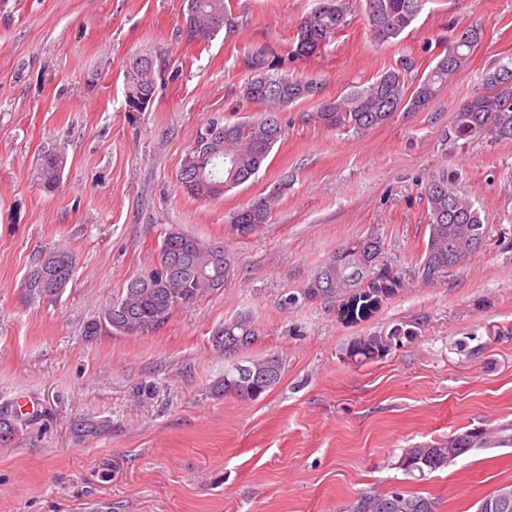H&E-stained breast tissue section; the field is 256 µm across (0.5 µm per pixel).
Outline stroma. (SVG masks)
<instances>
[{"label":"stroma","instance_id":"obj_1","mask_svg":"<svg viewBox=\"0 0 512 512\" xmlns=\"http://www.w3.org/2000/svg\"><path fill=\"white\" fill-rule=\"evenodd\" d=\"M318 0H230L233 32L190 41L185 0H0V405L20 412L0 445V512H340L363 489L419 492L437 512H475L512 481V447L468 452L419 479L406 448L512 422V142L442 144L458 107L512 58V0H427L412 26L377 41L354 0L346 26L308 59L291 54ZM482 29L467 66L417 112L362 134L312 118L377 75L413 76L465 28ZM264 48L282 70L318 82L320 98L278 114L283 128L254 179L199 200L177 181L210 121L258 117L244 56ZM150 55L156 92L126 109L129 58ZM65 154L56 191L35 178L43 151ZM458 177L487 225L481 251L427 283L414 273L427 234L426 183ZM277 194L256 234L229 232L235 211ZM180 225L235 257L223 288L202 291L133 335L83 334L84 323L158 264ZM375 233L403 271L402 288L358 324L304 289L347 241ZM69 251L73 277L57 301L31 299L35 258ZM247 314L260 334L243 354H279L280 383L258 401L217 396L225 361L210 337ZM387 336L378 359L345 354ZM108 419L79 439L75 420ZM351 361L357 363L372 361L383 355L376 345V336H360L346 350Z\"/></svg>","mask_w":512,"mask_h":512}]
</instances>
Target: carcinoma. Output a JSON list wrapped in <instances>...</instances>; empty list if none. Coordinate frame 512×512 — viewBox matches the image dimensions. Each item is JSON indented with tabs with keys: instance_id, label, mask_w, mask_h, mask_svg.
Returning <instances> with one entry per match:
<instances>
[{
	"instance_id": "carcinoma-1",
	"label": "carcinoma",
	"mask_w": 512,
	"mask_h": 512,
	"mask_svg": "<svg viewBox=\"0 0 512 512\" xmlns=\"http://www.w3.org/2000/svg\"><path fill=\"white\" fill-rule=\"evenodd\" d=\"M364 15L374 37L382 42L398 38L414 22L424 0H364ZM348 6L345 0H319V4L303 16L296 27L292 53L297 58H309L324 47L345 26ZM186 30L191 41L207 45L222 30L231 31L235 17L226 0H187ZM474 49L460 45L435 57L434 66L425 77L411 81L407 71L399 68L381 73L365 87H355L340 98L323 101L315 119L323 127L349 129L364 133L376 128L399 110L419 111L435 97L465 66ZM251 72L243 88L248 100L266 107L264 115L242 123L220 124L210 121L215 132L207 138L196 137L188 150L178 181L183 192L194 199L221 197L229 190L246 183L266 164L274 146L282 136L276 110L301 99L315 96L317 83L301 76L279 73V62L264 55L246 61ZM486 92L463 103L447 130L441 133L443 142L488 139L512 141V60L500 64L485 75ZM156 88L155 69L137 58L129 59L124 72L126 105L151 100ZM63 154L46 151L41 155L36 178L51 191L58 187L65 168ZM456 177L446 172L434 176L424 187L427 201L428 240L425 255L417 267V277L437 281L448 274L464 258L480 251V241L486 239L487 227L475 203L455 186ZM274 203L259 198L241 208L231 217V232L247 237L270 223ZM73 256L64 250L45 252L39 256L26 277V290L33 298L54 302L62 296L73 273ZM330 279L316 282L311 278L307 288L320 287L317 297L346 300L347 318L363 321L376 312L370 294L376 288H388L394 293L402 286V272L388 261L385 244L377 235L356 238L338 249L326 264ZM50 277V287L37 283V271ZM234 258L222 241H206L172 225L160 245L159 264L147 275L128 280L119 297L102 308L101 314L84 325V336L92 338L109 328L116 334H134L140 323L167 320L173 308L189 304L204 288L217 290L233 273ZM224 342L213 349L224 356H234L249 348L259 336L254 320L239 315L226 320L213 332ZM357 363L382 356L376 337L360 336L346 350ZM250 370H241L233 363L224 370V378L212 387L217 396L233 395L240 400L255 401L281 380L283 358L269 354L248 361ZM19 415L9 407H0V443L12 439L18 430ZM109 427L106 420L74 422L76 437H96ZM496 439L468 432L451 441H435L422 448H408L397 465L403 471L423 476L448 466L474 449L490 447L508 437L512 447V423L495 429ZM511 489L504 483L483 497L479 504L484 512H512V500L503 502L500 491ZM343 512H436V501L429 496L406 490L380 492L362 490L346 504Z\"/></svg>"
}]
</instances>
